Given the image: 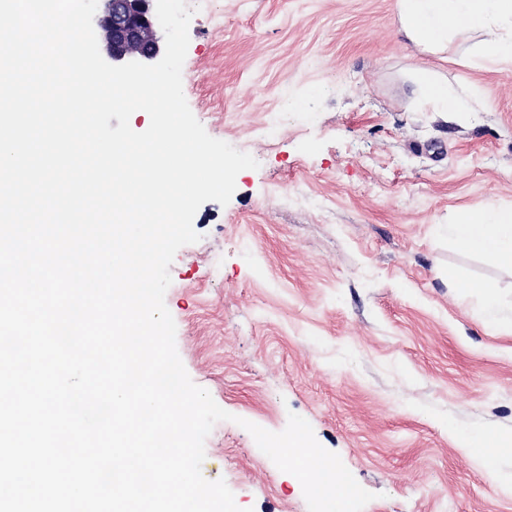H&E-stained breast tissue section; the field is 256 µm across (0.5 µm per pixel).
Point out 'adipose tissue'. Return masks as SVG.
<instances>
[{
  "label": "adipose tissue",
  "instance_id": "adipose-tissue-1",
  "mask_svg": "<svg viewBox=\"0 0 512 512\" xmlns=\"http://www.w3.org/2000/svg\"><path fill=\"white\" fill-rule=\"evenodd\" d=\"M403 36L422 52L446 57L455 38L480 37L478 58L497 65L512 63V0H395ZM414 93L434 112H467L471 106L428 68L412 74ZM449 240L463 253L489 256L512 270V207L480 205L448 227ZM474 460L494 469L499 457L512 454V438L466 434L460 438Z\"/></svg>",
  "mask_w": 512,
  "mask_h": 512
}]
</instances>
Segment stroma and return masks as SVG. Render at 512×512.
<instances>
[{
  "label": "stroma",
  "mask_w": 512,
  "mask_h": 512,
  "mask_svg": "<svg viewBox=\"0 0 512 512\" xmlns=\"http://www.w3.org/2000/svg\"><path fill=\"white\" fill-rule=\"evenodd\" d=\"M187 103L251 154L228 205L194 218L165 304L192 381L233 414L201 470L246 512H308L238 424L295 413L373 492L364 512H512V492L456 442L512 435V331L448 281L512 271L448 240L457 215L512 206V65L477 67L476 36L441 62L397 33L395 0H189ZM434 66L488 112L444 115L410 93Z\"/></svg>",
  "instance_id": "obj_1"
}]
</instances>
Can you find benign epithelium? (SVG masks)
Masks as SVG:
<instances>
[{
  "mask_svg": "<svg viewBox=\"0 0 512 512\" xmlns=\"http://www.w3.org/2000/svg\"><path fill=\"white\" fill-rule=\"evenodd\" d=\"M98 17L101 42L114 65L131 61L148 63L160 56L155 30V0H103Z\"/></svg>",
  "mask_w": 512,
  "mask_h": 512,
  "instance_id": "benign-epithelium-1",
  "label": "benign epithelium"
}]
</instances>
